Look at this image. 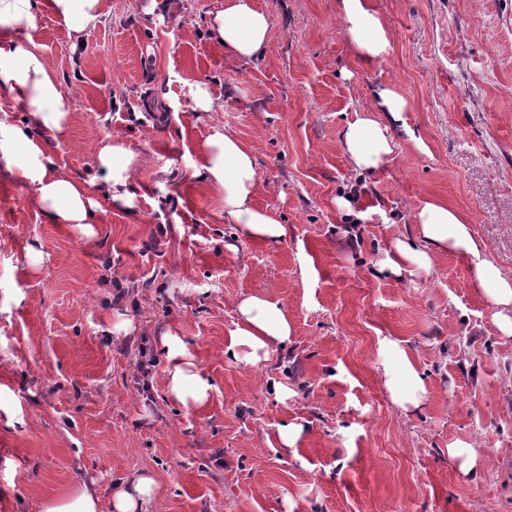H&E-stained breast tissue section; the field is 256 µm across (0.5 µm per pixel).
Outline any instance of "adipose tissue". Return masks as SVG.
<instances>
[{
	"label": "adipose tissue",
	"mask_w": 512,
	"mask_h": 512,
	"mask_svg": "<svg viewBox=\"0 0 512 512\" xmlns=\"http://www.w3.org/2000/svg\"><path fill=\"white\" fill-rule=\"evenodd\" d=\"M47 10L62 19L75 39H82L100 24L104 0H0V98L22 105L24 122L0 117V130L8 132L11 150H23L28 160L12 168L17 184L33 187L35 201L52 224H92L98 203L85 181L76 179L53 162L45 161L44 134L62 132L71 112V99L61 87L53 65L33 33L38 11ZM340 21L360 54L373 57L385 42L381 20L365 0H341ZM269 18L253 0H224V9L210 23L220 49L237 60L249 62L260 56L269 36ZM25 44H17V35ZM340 146L360 170L385 164L392 152L387 129L371 109L348 123L340 135ZM92 150L112 189V201L130 208L135 195L134 179L145 165V157L128 140L108 134ZM204 163L192 176L223 193L224 221L236 225L241 237L255 242L287 239L288 225L254 199L261 187L255 150L232 131L215 126L201 144ZM416 242L396 239L394 250L383 263L394 275L429 274L435 255L448 253L463 259L470 273V286L492 305V320L503 335L512 336V280L504 277L484 243L457 211L430 199L415 210ZM238 320L229 332L225 354L243 355L253 361L268 356L272 348L285 345L291 336L288 313L281 303L264 294H250L235 302ZM160 343L167 352L169 393L186 406L201 409L209 401L210 384L198 374L177 337L164 332ZM399 380H388L392 399L405 410L420 408L425 389L405 351H398Z\"/></svg>",
	"instance_id": "ef3b65f1"
}]
</instances>
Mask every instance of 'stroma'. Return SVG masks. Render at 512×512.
Returning <instances> with one entry per match:
<instances>
[{
    "mask_svg": "<svg viewBox=\"0 0 512 512\" xmlns=\"http://www.w3.org/2000/svg\"><path fill=\"white\" fill-rule=\"evenodd\" d=\"M368 2L387 40L374 57L353 47L338 0H254L270 31L248 64L208 33L224 0L169 13L105 0L80 46L38 12L72 100L48 156L101 209L90 226L47 223L0 160V512H42L85 483L111 512L146 473L150 512H512V338L460 257L426 276L381 268L431 198L512 279V0ZM199 86L219 110L199 111ZM385 89L407 106L397 122L377 110L392 153L361 171L340 133ZM216 125L255 148V202L286 241L236 237L222 193L188 181ZM109 132L146 157L130 209L89 150ZM251 293L278 299L293 328L255 365L224 355L234 301ZM168 329L211 385L204 409L169 394ZM383 338L414 362L419 410L394 404ZM287 423L303 428L292 448ZM463 443L479 453L471 477L449 454Z\"/></svg>",
    "mask_w": 512,
    "mask_h": 512,
    "instance_id": "obj_1",
    "label": "stroma"
}]
</instances>
